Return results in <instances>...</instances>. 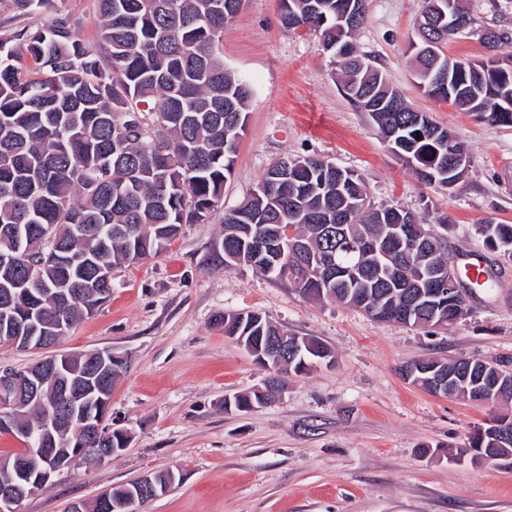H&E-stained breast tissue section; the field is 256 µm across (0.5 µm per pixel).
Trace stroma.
Here are the masks:
<instances>
[{
  "label": "stroma",
  "mask_w": 512,
  "mask_h": 512,
  "mask_svg": "<svg viewBox=\"0 0 512 512\" xmlns=\"http://www.w3.org/2000/svg\"><path fill=\"white\" fill-rule=\"evenodd\" d=\"M421 0H366L356 34L417 110L468 152L455 187L419 182L342 93L318 35L280 23V0H246L224 26L227 68L252 89L234 170L208 223L183 225L157 256L112 269V294L65 336L59 351L110 348L130 365L112 391L111 427L128 430L122 454L63 470L20 512H66L71 502L165 470L171 490L142 512H512V465L450 460L497 407L433 396L404 381L406 363L435 356L512 361V260L478 226L512 224V126L438 102L417 87L409 43ZM317 156L361 174L375 204L429 211L453 264L481 253L497 286L478 291L448 328L398 326L212 259L224 210L239 205L284 156ZM255 311L334 352L310 373H282L279 400L246 414L227 396L260 389L269 370L224 334V314Z\"/></svg>",
  "instance_id": "1"
}]
</instances>
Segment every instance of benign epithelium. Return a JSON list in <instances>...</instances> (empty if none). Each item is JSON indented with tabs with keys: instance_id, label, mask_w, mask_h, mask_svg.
<instances>
[{
	"instance_id": "obj_1",
	"label": "benign epithelium",
	"mask_w": 512,
	"mask_h": 512,
	"mask_svg": "<svg viewBox=\"0 0 512 512\" xmlns=\"http://www.w3.org/2000/svg\"><path fill=\"white\" fill-rule=\"evenodd\" d=\"M461 276L458 269L450 266L440 270L425 281V287L431 293L444 286L448 293L459 294ZM58 337L48 335V330L41 329L39 336H14L11 344L19 350L39 351L56 346ZM70 356L67 354L48 355L23 372L9 368L0 369V428L13 432L22 441L36 437V447L25 449L24 456L16 459L13 469L32 480L15 482L8 486H0V512H18L25 496L35 491V486L47 484L61 471L85 460L87 447L94 440L112 436V428L105 424L106 414L94 417L87 413L78 415L74 411L62 414L56 405L43 404L44 416L41 426L34 431L25 425L23 410L28 401L41 399L44 386L49 381L62 385L65 391H81L89 386L91 390H104V380L109 374H117L128 365V358L105 349L92 360L85 379L73 382L68 378ZM74 429L83 434V439L74 449L63 453L54 448L55 435L61 426ZM165 491L157 487L152 479L144 475L137 479L136 489L129 490L122 502L123 512H138V506L146 502V495L156 496Z\"/></svg>"
}]
</instances>
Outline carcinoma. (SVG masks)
<instances>
[{
	"label": "carcinoma",
	"mask_w": 512,
	"mask_h": 512,
	"mask_svg": "<svg viewBox=\"0 0 512 512\" xmlns=\"http://www.w3.org/2000/svg\"><path fill=\"white\" fill-rule=\"evenodd\" d=\"M100 49L80 40L69 15L35 31L0 38V343H9L12 324L59 317L68 334L112 293V266L156 256L178 237L184 224H203L217 208L224 181L248 122L249 85L224 68L219 51L224 23L245 0H96ZM54 6V0H8L20 14ZM452 11L488 55L465 63L442 56L443 73L430 83L431 62L413 54L424 94L476 112L492 125L512 126V30L474 26L465 0ZM365 0H281V25H305L320 35L324 52L340 72L346 97L367 113L383 140L425 185L448 186L449 160L467 159L446 128L427 124L392 87L377 65L361 67L354 39L365 21ZM28 58L32 77L19 61ZM251 193L224 213L214 260L257 269L304 295L357 307L380 299L375 319L403 326H437L462 318L466 298L444 296L421 302L410 319L393 314L388 295L415 290L427 263L409 250L404 227L431 239L432 265L450 264L448 242L425 229L428 215L400 204L375 206L362 175L320 157H285ZM294 227L306 254L286 259L283 249L257 255L259 239L277 238L281 225ZM486 245L512 257V224L482 226ZM57 246L61 260L41 263ZM224 335L233 336L269 363L280 356L295 374L308 373L334 358L313 336H290L258 312L224 315ZM438 358L413 362L411 384L427 391L428 369ZM477 370L482 386L512 370L499 361L458 358L448 370L460 378ZM260 391L235 394L232 408L260 407ZM492 447L491 436L475 429L457 452L471 461ZM132 484L112 489L109 501L86 503L85 512H112V500Z\"/></svg>",
	"instance_id": "1"
}]
</instances>
